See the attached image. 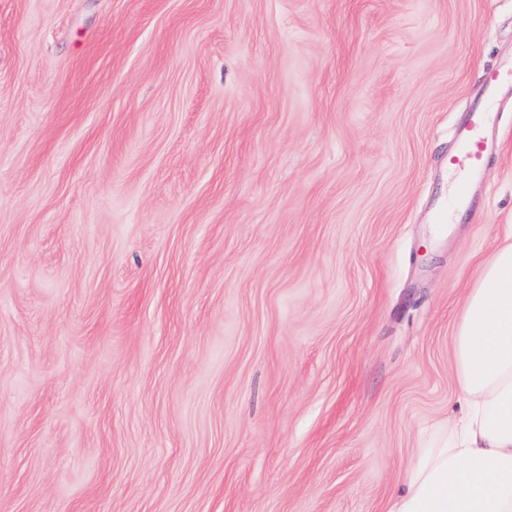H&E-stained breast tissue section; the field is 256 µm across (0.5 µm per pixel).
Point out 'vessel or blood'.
Here are the masks:
<instances>
[{
  "mask_svg": "<svg viewBox=\"0 0 512 512\" xmlns=\"http://www.w3.org/2000/svg\"><path fill=\"white\" fill-rule=\"evenodd\" d=\"M512 87V66L492 68L483 75L484 95L481 102L472 106L465 119L454 130L456 150L449 166L459 175L451 195L448 210L438 213L437 223H445L447 214L462 210L468 203L471 189L483 173L487 158L496 150L491 133L494 129L491 108L501 88Z\"/></svg>",
  "mask_w": 512,
  "mask_h": 512,
  "instance_id": "b4317fda",
  "label": "vessel or blood"
}]
</instances>
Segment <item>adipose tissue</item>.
<instances>
[{
  "mask_svg": "<svg viewBox=\"0 0 512 512\" xmlns=\"http://www.w3.org/2000/svg\"><path fill=\"white\" fill-rule=\"evenodd\" d=\"M453 355L463 412L433 430L384 512H512V242L482 267Z\"/></svg>",
  "mask_w": 512,
  "mask_h": 512,
  "instance_id": "obj_1",
  "label": "adipose tissue"
}]
</instances>
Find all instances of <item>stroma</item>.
Returning <instances> with one entry per match:
<instances>
[{"label":"stroma","instance_id":"35a3bbf8","mask_svg":"<svg viewBox=\"0 0 512 512\" xmlns=\"http://www.w3.org/2000/svg\"><path fill=\"white\" fill-rule=\"evenodd\" d=\"M512 0H0V512H383L512 233ZM505 86L512 87V66L486 70L482 101L472 106L465 119L455 127L456 150L449 160V167L460 177L448 196V214H455L467 205L472 186L480 180L487 158L497 149V142L491 137L494 122L490 110L499 90Z\"/></svg>","mask_w":512,"mask_h":512}]
</instances>
